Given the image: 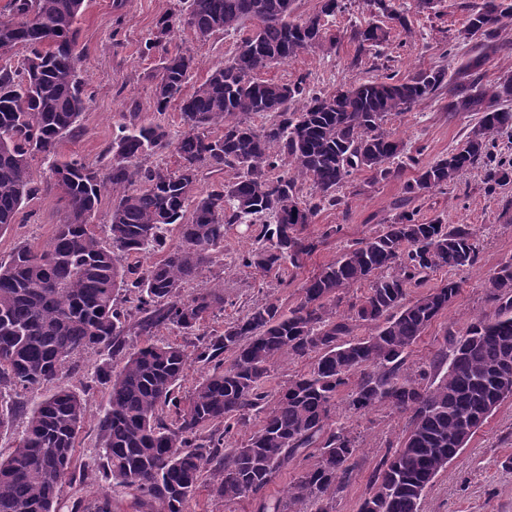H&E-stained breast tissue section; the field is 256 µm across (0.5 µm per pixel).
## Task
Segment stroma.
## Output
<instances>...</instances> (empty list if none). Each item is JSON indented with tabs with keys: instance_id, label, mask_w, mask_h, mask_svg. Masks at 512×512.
Wrapping results in <instances>:
<instances>
[{
	"instance_id": "stroma-1",
	"label": "stroma",
	"mask_w": 512,
	"mask_h": 512,
	"mask_svg": "<svg viewBox=\"0 0 512 512\" xmlns=\"http://www.w3.org/2000/svg\"><path fill=\"white\" fill-rule=\"evenodd\" d=\"M399 2L407 12L410 28L391 30L380 53H357L350 31L373 21L374 9L368 0H350L347 10L330 21L337 35L332 49L307 52L291 62L271 66L263 71V78L286 81L305 74L312 86L330 93L344 85L371 80L385 68L400 76L437 63L458 70L472 47L459 34L465 28L469 7L477 0H439L431 14L418 11L413 0ZM180 7L179 0H125L121 8L116 0H88L77 22L81 53L78 73L88 103L80 117L78 135L61 142L60 158L74 156L93 167L107 169L109 150L124 113L135 108L145 114L153 112L152 89L159 56L143 54L142 46L160 16L178 13ZM233 44L230 37L201 41L185 28L167 49L172 53L189 49L197 55L200 65L188 81L193 88L207 78L214 65L224 61ZM473 122L470 113L449 114L444 94L420 102L403 115L389 117L385 127L403 141L406 153L398 174L370 186L366 174L360 173L340 188L346 211L321 212L314 224L308 225L307 233L322 237L329 224L341 225L342 231L322 238V244L302 268L287 265L279 274L264 276L239 266V253L249 250L253 241L241 229L228 230L224 254L210 274L224 287V310L204 324V332L223 329L254 302L269 296L277 298L282 307H291L308 276L335 260L346 245L368 237L392 218L395 204L404 197V183L415 175L410 156L417 154L426 161L447 154L462 143ZM482 179L481 170H469L455 185L430 194L418 204L421 217L441 215L451 224L472 225L480 254L474 267L440 271L428 279L431 287L453 279L459 282L460 293L448 312L434 321L412 347L408 358L412 367L428 365L443 346L446 334H462L474 318L492 311L485 279L499 263L512 258V224L502 214L505 205L512 203V184L491 195L485 192ZM67 215V204L59 194L40 191L24 205L18 224L0 233V262H7L18 246L45 245ZM103 359V354L92 351L73 360L71 384L83 395L87 408L76 448L83 462L94 456L98 443L97 415L106 395L103 386L93 383L92 376ZM336 419L352 428L358 448L355 472L337 492L335 512H356L370 478L385 456L399 447L406 419L384 405L362 415L353 414L344 392L336 399ZM420 512H512V399L504 401L486 419L448 469L436 477L423 495Z\"/></svg>"
}]
</instances>
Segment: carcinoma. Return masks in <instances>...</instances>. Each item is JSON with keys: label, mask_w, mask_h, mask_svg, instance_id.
<instances>
[{"label": "carcinoma", "mask_w": 512, "mask_h": 512, "mask_svg": "<svg viewBox=\"0 0 512 512\" xmlns=\"http://www.w3.org/2000/svg\"><path fill=\"white\" fill-rule=\"evenodd\" d=\"M294 2L184 0L180 16L161 17L142 53L162 52L155 113L177 104L184 130L173 141L156 119L129 113L103 177L78 158L57 159L61 140L78 133L86 104L76 27L85 0H9L0 14V232L37 192L36 155L51 161L46 188L69 208L45 246L21 245L0 263V391L14 392L8 412L27 415L15 452L0 461V512H58L86 421L85 399L69 383L70 359L81 351L103 350L118 361L97 370L106 404L97 419L98 459L83 468L94 472L92 482L131 492L140 512H191L207 473L213 496L255 499L257 512H333L357 448L351 428L335 426L336 397L355 372L354 413L386 405L406 416L401 447L372 476L357 512H420L426 489L505 401L499 385L512 375V260L487 276L494 310L450 338L428 368L408 366L411 347L453 305L460 285L446 279L416 298L411 289L434 272L479 260L475 228L440 215L423 222L417 208L401 209L322 266L292 307L266 299L223 330L199 333L224 311L223 290L204 278L227 230L255 228L241 266L264 276L286 263L301 268L318 247L306 227L320 212L345 206L337 190L358 172L370 174V185L397 172L403 143L384 128L388 117L444 89L448 111L473 112L475 124L446 156L408 157L416 175L405 184L407 199L442 191L474 168L488 194L512 182V159L494 154L499 138L512 136V85L484 83L480 74L489 53L501 50L495 40L512 33V0L472 7L466 30L481 52L454 74L443 65L403 78L384 71L331 93L315 90L304 74L286 83L260 78L273 64L336 44L328 22L347 9L346 0H319L315 13L299 19ZM369 2L386 24L352 29L360 53L377 50L391 27L409 31L397 0ZM180 24L203 40L237 37L232 55L190 93L198 59L189 49H166ZM19 47L26 55L14 65ZM252 115L265 121L255 125ZM170 148L176 168L143 162ZM228 170L234 180L199 190L205 176ZM107 187L112 207L103 238L90 218ZM173 231L176 244L167 241ZM150 251L161 256L146 267L123 263ZM191 284L194 291L182 296ZM362 286L361 295H349ZM170 326L194 341L148 340ZM362 326L368 334L358 337ZM283 357L313 362L271 393L264 379ZM191 364L207 373L182 397ZM44 385L51 392L32 406L21 400L20 392ZM253 413L262 415L259 428L228 446ZM301 456L311 463L288 499L261 496ZM72 510L112 512V497L94 492L89 506L79 499Z\"/></svg>", "instance_id": "cac0c4a2"}]
</instances>
